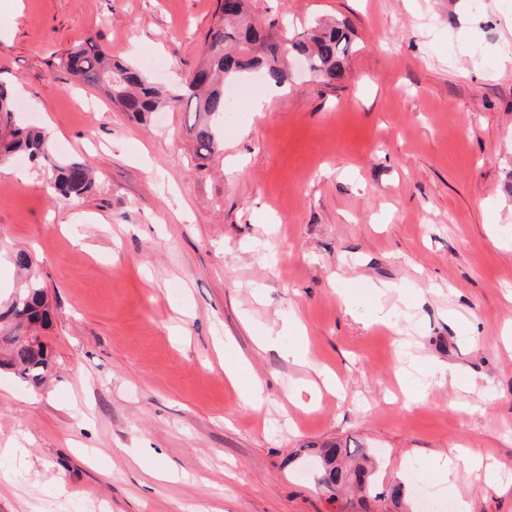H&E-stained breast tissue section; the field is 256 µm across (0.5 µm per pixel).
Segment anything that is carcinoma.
<instances>
[{"instance_id": "obj_1", "label": "carcinoma", "mask_w": 512, "mask_h": 512, "mask_svg": "<svg viewBox=\"0 0 512 512\" xmlns=\"http://www.w3.org/2000/svg\"><path fill=\"white\" fill-rule=\"evenodd\" d=\"M276 23L267 28L253 22L245 11V0H235L229 9L217 6L209 28L204 56L186 86L164 90L140 69L112 58L92 43L79 45L60 60V66L83 84L103 89L110 102L133 119L147 122L162 108L182 102L194 112L189 126L195 155L210 157L220 145L214 120L230 111L224 84L257 66L271 86L288 84L289 62L307 58L317 79L330 86L343 76V63L356 42L351 30L339 23L318 24L297 35L275 33ZM53 146L39 128L20 124L10 84L0 82V164L24 159L35 165L50 158ZM94 186L93 169L85 162L53 166V189L60 199L69 200L88 193ZM13 264L22 285L5 301H0V369L17 374L32 388L42 385L52 367L47 343L32 344L21 337L28 328L40 335L51 325V310L45 286L34 271L30 255L19 250ZM317 483L329 492L353 488L366 495L374 485V473L363 461L365 453L341 442L325 444L316 452Z\"/></svg>"}]
</instances>
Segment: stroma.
<instances>
[{
  "label": "stroma",
  "mask_w": 512,
  "mask_h": 512,
  "mask_svg": "<svg viewBox=\"0 0 512 512\" xmlns=\"http://www.w3.org/2000/svg\"><path fill=\"white\" fill-rule=\"evenodd\" d=\"M216 5L0 0L22 121L96 173L61 202L50 167L0 165V297L29 251L53 359L38 389L0 371V512H404L317 485L312 450L336 441L379 454V489L512 512V0H249L292 33L347 22L358 49L333 88L236 80L202 168L185 108L140 124L59 65L91 40L173 86ZM319 368L339 387L313 398ZM466 450L497 480L442 490L434 455Z\"/></svg>",
  "instance_id": "1"
}]
</instances>
